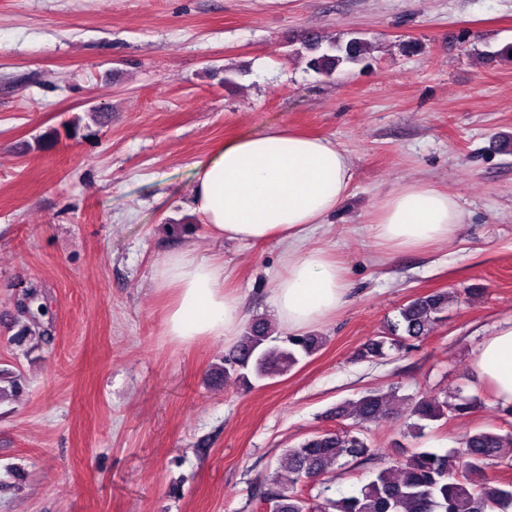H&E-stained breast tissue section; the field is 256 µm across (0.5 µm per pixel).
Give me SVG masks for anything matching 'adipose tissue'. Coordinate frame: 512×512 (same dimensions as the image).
Here are the masks:
<instances>
[{
    "label": "adipose tissue",
    "instance_id": "1",
    "mask_svg": "<svg viewBox=\"0 0 512 512\" xmlns=\"http://www.w3.org/2000/svg\"><path fill=\"white\" fill-rule=\"evenodd\" d=\"M193 169L191 209L214 240L288 245L286 268L269 295L284 329L301 333L348 303L351 285L344 266L326 249L297 248L351 194L352 161L336 143L272 126L225 141ZM462 220L453 195L419 181L387 195L370 231L384 249L409 250L448 241ZM224 281L222 255L200 258L187 249L164 259L155 285L171 296L164 316L167 336L181 344L241 336L242 300ZM472 369L497 402L512 405V321L479 347Z\"/></svg>",
    "mask_w": 512,
    "mask_h": 512
}]
</instances>
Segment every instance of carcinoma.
I'll use <instances>...</instances> for the list:
<instances>
[{"label":"carcinoma","mask_w":512,"mask_h":512,"mask_svg":"<svg viewBox=\"0 0 512 512\" xmlns=\"http://www.w3.org/2000/svg\"><path fill=\"white\" fill-rule=\"evenodd\" d=\"M323 37L307 32L304 47L311 56L308 68L326 77L341 66L364 62L367 44L353 38L346 43L333 41L322 49ZM455 290L417 297L399 309L396 319L387 321L382 335L363 345L364 358H383L390 350H406L414 341L430 336L448 308L457 302ZM318 346L315 336H286L281 343L272 337L270 325L262 320L251 323L231 352L224 356V378H235L243 387L253 386L251 378L274 377L287 372L299 355H311ZM404 406L417 421L408 433L421 432V421L451 419L472 413L478 398L457 393L441 399L398 395L393 387L385 393L370 391L351 403L338 407L336 415L354 420L350 426L318 432L293 448L285 450L281 469L271 476L272 488L265 501L271 512H313L303 484L322 485L327 492L328 474L352 461L378 455L364 434V425L395 414ZM512 447V433L499 434L476 429L465 434L459 446L443 455L430 451L406 454L399 451L374 477L349 495L324 497V512H512V481L490 474L501 463V449Z\"/></svg>","instance_id":"obj_1"}]
</instances>
